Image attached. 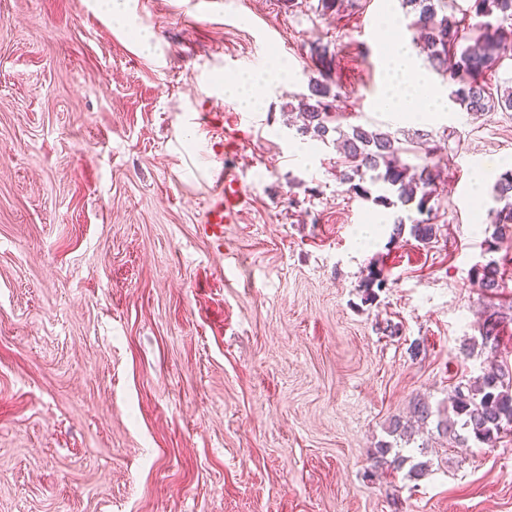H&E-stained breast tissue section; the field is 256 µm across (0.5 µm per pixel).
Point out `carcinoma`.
Here are the masks:
<instances>
[{
  "instance_id": "1",
  "label": "carcinoma",
  "mask_w": 512,
  "mask_h": 512,
  "mask_svg": "<svg viewBox=\"0 0 512 512\" xmlns=\"http://www.w3.org/2000/svg\"><path fill=\"white\" fill-rule=\"evenodd\" d=\"M407 14L412 16L410 27L419 33L416 46L423 50L435 71L447 77L451 86L450 98L467 112L512 111V86L493 93L486 76L495 71L512 48V0H473L476 16L482 18L464 34L448 0H403ZM321 66L317 76L309 81V93L299 103L302 125L300 132L314 140L328 142L330 133L339 135L343 151L344 170L341 183L356 196L382 205L396 195L403 206H413L423 219L413 221L410 234L422 243L436 238V227L428 218L432 207L428 202L433 193V167L429 161L413 165L403 159L409 149L397 144L388 132L352 125L344 131L332 127V61L321 46L313 48ZM373 185H380L381 194L373 197L364 186L365 176ZM495 199L501 207L495 213V231L488 249L495 240L512 233V171L505 172L494 187ZM474 278L485 291L493 294L502 288L499 264L492 260L474 270ZM501 323L489 317L482 334V345H497ZM411 418L424 425L437 417L436 431L453 448H466L469 442L492 444L503 435L512 433V369L498 365L474 379H462L453 385L446 414L433 410L429 402L417 399L410 407ZM375 464L401 470L411 463L407 477L417 480L428 471V462H412V457L384 443L373 451Z\"/></svg>"
}]
</instances>
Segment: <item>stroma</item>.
I'll list each match as a JSON object with an SVG mask.
<instances>
[{
    "instance_id": "35a3bbf8",
    "label": "stroma",
    "mask_w": 512,
    "mask_h": 512,
    "mask_svg": "<svg viewBox=\"0 0 512 512\" xmlns=\"http://www.w3.org/2000/svg\"><path fill=\"white\" fill-rule=\"evenodd\" d=\"M399 0H0V512H512V434L449 447L416 432L417 480L375 466L417 398L512 362V238L488 250L512 111H381L384 20ZM151 34L131 39L129 29ZM332 56L334 121L430 156L437 237L338 179L293 112ZM260 75L258 106L225 95ZM242 113L252 197L223 240L204 213ZM506 262L487 293L474 266ZM387 285L367 297L370 267ZM507 321L482 345L491 314ZM419 343L411 356L409 346ZM224 119V141L226 145L235 141L236 132H238V126L242 123L249 121L246 117L235 115L233 118L229 119L225 116L219 114L212 113H200L199 117L196 119L197 122L203 127H209L212 125L213 121H222ZM226 124V126H225Z\"/></svg>"
}]
</instances>
